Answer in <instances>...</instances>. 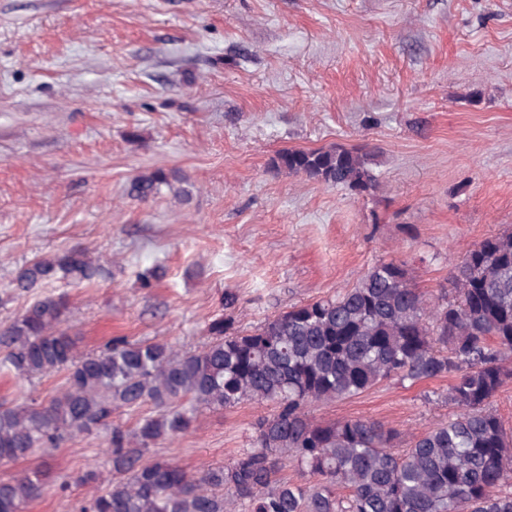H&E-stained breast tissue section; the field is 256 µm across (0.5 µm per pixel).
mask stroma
<instances>
[{"mask_svg": "<svg viewBox=\"0 0 512 512\" xmlns=\"http://www.w3.org/2000/svg\"><path fill=\"white\" fill-rule=\"evenodd\" d=\"M376 145L367 196L274 175L285 149ZM186 175L140 201L129 180ZM512 227V0H0V326L18 268L85 250L111 272L64 282L80 354L111 337L185 351L237 294L239 330L409 260L421 290ZM162 266L142 287L139 273ZM447 379L312 408L407 435L447 420ZM269 405L200 410L149 456L187 473L249 447ZM42 470L24 512H74L112 477L107 436L12 463Z\"/></svg>", "mask_w": 512, "mask_h": 512, "instance_id": "stroma-1", "label": "stroma"}]
</instances>
